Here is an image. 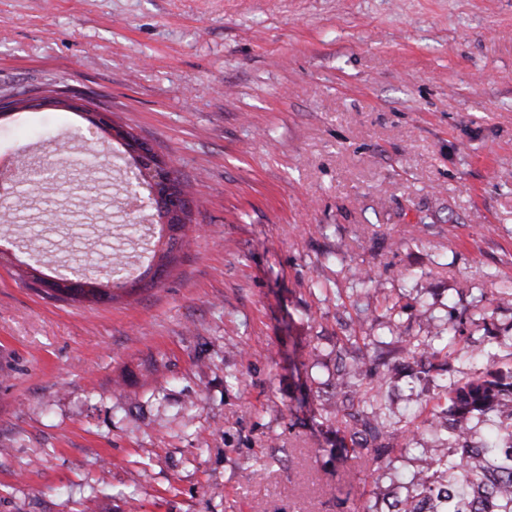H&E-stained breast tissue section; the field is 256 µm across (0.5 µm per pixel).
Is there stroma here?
<instances>
[{"instance_id": "obj_1", "label": "stroma", "mask_w": 512, "mask_h": 512, "mask_svg": "<svg viewBox=\"0 0 512 512\" xmlns=\"http://www.w3.org/2000/svg\"><path fill=\"white\" fill-rule=\"evenodd\" d=\"M102 103L194 186L167 279L125 168L0 198V512H361L368 468L321 409L370 337L400 419L512 368V0H0V95ZM82 114L0 118V155L122 154ZM127 272L111 303L36 267ZM370 270L368 286L357 272ZM462 323L476 362L416 377L387 329ZM86 286L88 288H53L55 291L66 295L74 300L78 301H88V302H98L104 295H106V291L101 288L102 284L98 283L96 279L87 278Z\"/></svg>"}]
</instances>
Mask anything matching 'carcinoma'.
I'll list each match as a JSON object with an SVG mask.
<instances>
[{
  "instance_id": "1",
  "label": "carcinoma",
  "mask_w": 512,
  "mask_h": 512,
  "mask_svg": "<svg viewBox=\"0 0 512 512\" xmlns=\"http://www.w3.org/2000/svg\"><path fill=\"white\" fill-rule=\"evenodd\" d=\"M57 292L88 302L106 295L91 278L84 288ZM389 331L405 343L404 350L414 360L446 357L450 349L467 362L482 355L480 349H454L462 335L456 323L436 330L434 338L445 341L438 349L411 341L396 323ZM369 358L365 351L349 360L346 348L336 347L341 392L328 414L349 433L353 448L371 462L372 474L384 476L391 474L395 460L413 451L418 430L403 428L393 418L383 395L384 378H370L364 390L356 383L365 376ZM437 399L449 408L433 409L424 429L442 435L445 447L421 449L427 455L426 467L394 491L388 510L367 503L364 512H512V370L442 385Z\"/></svg>"
}]
</instances>
